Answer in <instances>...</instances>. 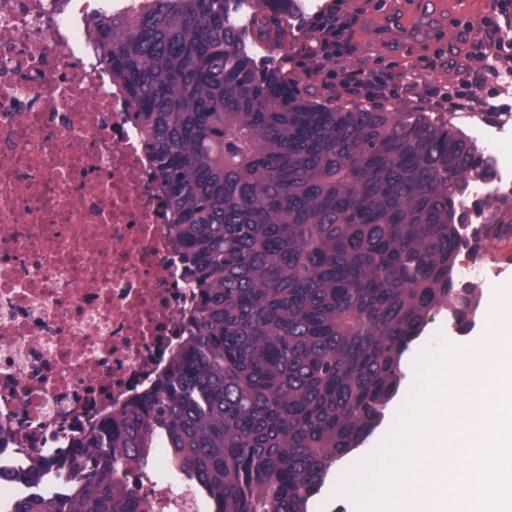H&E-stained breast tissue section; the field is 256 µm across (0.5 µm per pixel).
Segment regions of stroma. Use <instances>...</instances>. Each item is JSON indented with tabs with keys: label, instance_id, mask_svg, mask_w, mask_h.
I'll use <instances>...</instances> for the list:
<instances>
[{
	"label": "stroma",
	"instance_id": "1",
	"mask_svg": "<svg viewBox=\"0 0 512 512\" xmlns=\"http://www.w3.org/2000/svg\"><path fill=\"white\" fill-rule=\"evenodd\" d=\"M334 0H295L296 10L291 19V37L287 46L266 49L258 42L249 47L259 68L278 72L284 82L296 85L300 92L310 98H322L321 79L307 76L298 61L305 46L311 45L315 32L312 23L315 17L333 4ZM347 7L361 8L358 29L373 31L378 45L376 53L367 55L354 53L352 64L379 68H394L422 76L428 87L447 91L457 86L460 67L477 71L478 63L473 58L474 43L466 39V24L476 21L487 11L486 0H471L467 17H459L456 7H448L441 17L422 10L419 0H346ZM478 327H471L464 334L448 326V312L440 309L429 316V321L420 338L402 367L403 378L398 395L391 402L382 426L367 439L359 456H366L377 449V444L390 429L400 421V410L405 399L412 393V377L425 353H444L446 346L468 344Z\"/></svg>",
	"mask_w": 512,
	"mask_h": 512
}]
</instances>
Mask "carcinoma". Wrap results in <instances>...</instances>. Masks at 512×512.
<instances>
[{
	"instance_id": "cac0c4a2",
	"label": "carcinoma",
	"mask_w": 512,
	"mask_h": 512,
	"mask_svg": "<svg viewBox=\"0 0 512 512\" xmlns=\"http://www.w3.org/2000/svg\"><path fill=\"white\" fill-rule=\"evenodd\" d=\"M231 2L132 0L87 22L201 303L157 391L76 447L75 496L14 512H147L111 461L144 466L160 443L213 512H309L384 419L429 314L446 303L465 331L480 307L455 279V191L483 167L477 148L421 104L314 103L257 72ZM293 7L258 0L257 40L286 38Z\"/></svg>"
}]
</instances>
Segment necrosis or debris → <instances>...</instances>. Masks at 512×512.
<instances>
[{
  "label": "necrosis or debris",
  "instance_id": "necrosis-or-debris-1",
  "mask_svg": "<svg viewBox=\"0 0 512 512\" xmlns=\"http://www.w3.org/2000/svg\"><path fill=\"white\" fill-rule=\"evenodd\" d=\"M99 11L0 0V512L73 491L65 451L155 388L198 301L127 99L86 50ZM459 119L491 172L455 206L490 224L512 207V114ZM120 469L153 512H210L187 483L144 481L133 460Z\"/></svg>",
  "mask_w": 512,
  "mask_h": 512
}]
</instances>
